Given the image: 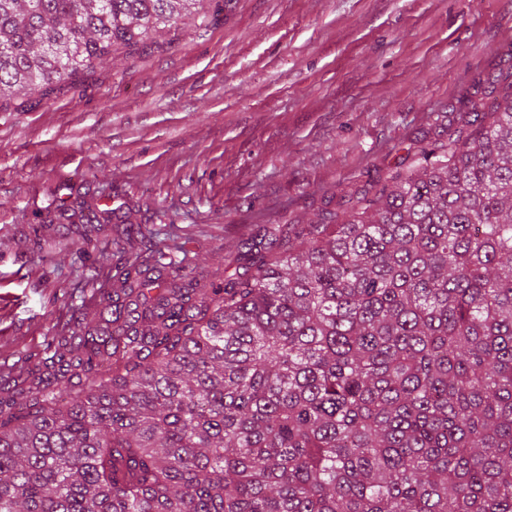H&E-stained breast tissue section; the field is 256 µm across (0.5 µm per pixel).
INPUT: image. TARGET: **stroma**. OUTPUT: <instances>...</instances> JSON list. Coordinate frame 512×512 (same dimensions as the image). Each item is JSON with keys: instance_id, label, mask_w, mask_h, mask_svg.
<instances>
[{"instance_id": "obj_1", "label": "stroma", "mask_w": 512, "mask_h": 512, "mask_svg": "<svg viewBox=\"0 0 512 512\" xmlns=\"http://www.w3.org/2000/svg\"><path fill=\"white\" fill-rule=\"evenodd\" d=\"M184 25L42 93L0 102V387L67 329L139 224L197 276L254 224L345 214L450 107L512 66V0H209ZM109 210L89 258L76 205Z\"/></svg>"}]
</instances>
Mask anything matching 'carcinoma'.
Masks as SVG:
<instances>
[{"label": "carcinoma", "instance_id": "obj_1", "mask_svg": "<svg viewBox=\"0 0 512 512\" xmlns=\"http://www.w3.org/2000/svg\"><path fill=\"white\" fill-rule=\"evenodd\" d=\"M204 0H0V98ZM334 224L153 244L0 390V512H512V72ZM88 227L71 240L85 256Z\"/></svg>", "mask_w": 512, "mask_h": 512}]
</instances>
